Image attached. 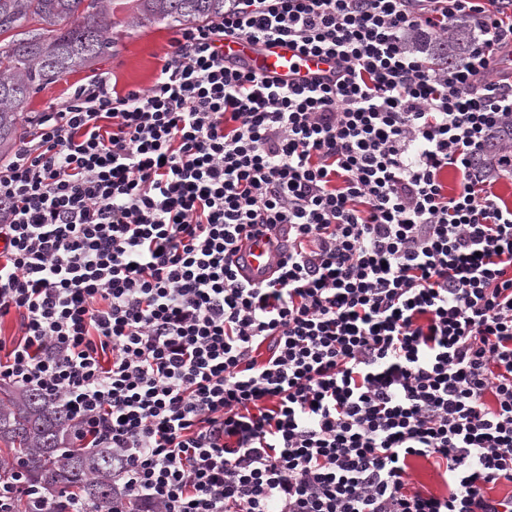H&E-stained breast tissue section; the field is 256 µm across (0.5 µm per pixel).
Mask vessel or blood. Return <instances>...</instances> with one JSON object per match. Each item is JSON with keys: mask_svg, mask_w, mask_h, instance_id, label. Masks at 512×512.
<instances>
[{"mask_svg": "<svg viewBox=\"0 0 512 512\" xmlns=\"http://www.w3.org/2000/svg\"><path fill=\"white\" fill-rule=\"evenodd\" d=\"M224 55L244 62L259 76L283 81H324L336 71L335 58L326 55H303L283 43L254 42L242 37L224 40ZM239 272L253 284L268 282L276 266L277 254L266 238H246L240 244Z\"/></svg>", "mask_w": 512, "mask_h": 512, "instance_id": "vessel-or-blood-1", "label": "vessel or blood"}]
</instances>
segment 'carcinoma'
Segmentation results:
<instances>
[{"instance_id": "1", "label": "carcinoma", "mask_w": 512, "mask_h": 512, "mask_svg": "<svg viewBox=\"0 0 512 512\" xmlns=\"http://www.w3.org/2000/svg\"><path fill=\"white\" fill-rule=\"evenodd\" d=\"M225 5L226 0H0V36L11 34L0 46V165L29 136L21 112L43 86L117 52L137 28L214 22L224 17ZM472 44L466 18L454 21L446 37L415 30L405 38L409 51L441 69L463 61ZM511 147L508 120L487 136L475 166L497 177V161ZM68 430L66 413L39 394L0 388V442L13 451L12 471L25 482L14 512H35L43 497L61 502L60 512L82 499L110 508L120 498L112 449L74 448Z\"/></svg>"}]
</instances>
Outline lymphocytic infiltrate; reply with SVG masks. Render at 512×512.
<instances>
[{
  "label": "lymphocytic infiltrate",
  "mask_w": 512,
  "mask_h": 512,
  "mask_svg": "<svg viewBox=\"0 0 512 512\" xmlns=\"http://www.w3.org/2000/svg\"><path fill=\"white\" fill-rule=\"evenodd\" d=\"M497 2L233 0L150 88L43 113L0 167V384L111 449L134 512H512L486 492L512 484V208L473 166L512 119ZM460 17L464 63L406 49ZM233 35L335 78L256 76ZM281 225L273 278L240 281V238ZM415 458L447 494L409 489Z\"/></svg>",
  "instance_id": "f902f5d3"
}]
</instances>
